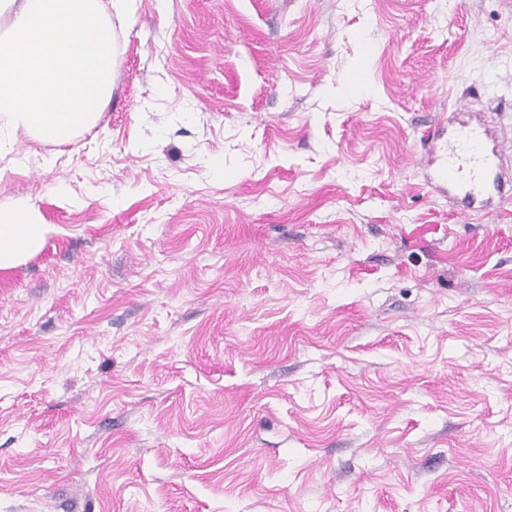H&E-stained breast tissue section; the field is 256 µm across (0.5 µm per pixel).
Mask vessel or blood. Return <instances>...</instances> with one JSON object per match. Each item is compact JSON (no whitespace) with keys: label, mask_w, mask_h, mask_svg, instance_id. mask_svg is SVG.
Here are the masks:
<instances>
[{"label":"vessel or blood","mask_w":512,"mask_h":512,"mask_svg":"<svg viewBox=\"0 0 512 512\" xmlns=\"http://www.w3.org/2000/svg\"><path fill=\"white\" fill-rule=\"evenodd\" d=\"M503 157L497 129L479 116L452 130L431 181L447 187L461 214L475 217L512 198V171Z\"/></svg>","instance_id":"1"}]
</instances>
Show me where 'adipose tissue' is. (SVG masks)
<instances>
[{
    "label": "adipose tissue",
    "instance_id": "obj_1",
    "mask_svg": "<svg viewBox=\"0 0 512 512\" xmlns=\"http://www.w3.org/2000/svg\"><path fill=\"white\" fill-rule=\"evenodd\" d=\"M136 0H0V152L17 133L70 142L101 117L116 65V23ZM48 232L29 205L0 214V269Z\"/></svg>",
    "mask_w": 512,
    "mask_h": 512
}]
</instances>
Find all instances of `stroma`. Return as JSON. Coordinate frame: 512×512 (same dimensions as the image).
I'll return each mask as SVG.
<instances>
[{
	"mask_svg": "<svg viewBox=\"0 0 512 512\" xmlns=\"http://www.w3.org/2000/svg\"><path fill=\"white\" fill-rule=\"evenodd\" d=\"M512 126L505 0H138L0 210V512H512V200L428 184ZM503 157L498 130L478 113L475 122L459 124L448 136L432 184L448 188L460 214L478 216L512 198V171L504 169ZM48 230L33 206L20 205L6 215L0 213V269L38 251Z\"/></svg>",
	"mask_w": 512,
	"mask_h": 512,
	"instance_id": "35a3bbf8",
	"label": "stroma"
}]
</instances>
